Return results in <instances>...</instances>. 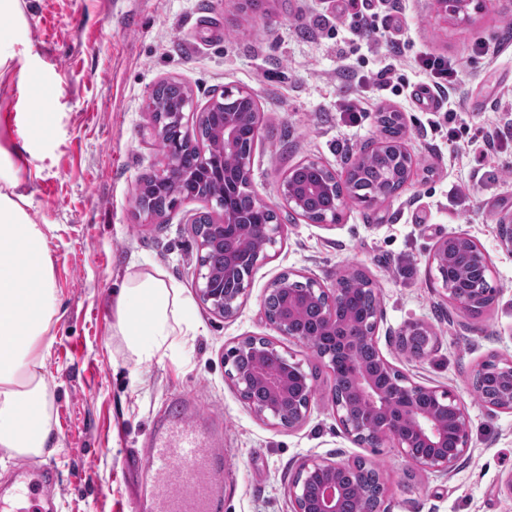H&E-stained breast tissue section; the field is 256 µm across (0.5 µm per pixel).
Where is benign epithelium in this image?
<instances>
[{
  "mask_svg": "<svg viewBox=\"0 0 512 512\" xmlns=\"http://www.w3.org/2000/svg\"><path fill=\"white\" fill-rule=\"evenodd\" d=\"M436 2L445 13L450 11L465 16L471 4V0ZM154 101L153 97L148 99L147 107L152 111L156 137H162L168 129L176 134L177 142L193 149L197 158L195 175L206 176L216 172L226 175L239 187H253L252 148L242 149L238 145V136L245 127L254 137L260 135V107L250 88H227L201 112L194 111L193 100L187 96L178 109L165 118L154 112ZM203 130L224 142L226 148L237 152L238 163L234 170L224 172L223 157L211 151L206 142H195ZM376 151L385 159L392 158L389 175L392 187L385 190L386 197L390 198L398 192L393 184H405L414 165L413 155L400 139L394 142L384 140L361 148L340 171L318 160L301 162L303 166L322 170L325 177L314 185L302 186L295 182L292 174L285 175L278 186V203L275 205L251 192L253 210L249 216L235 211L221 198L214 199L208 192V182H199L187 200L206 199L216 204L215 210L198 212L192 220L197 240L195 288L200 304L224 319L235 317L249 287V282L243 277L238 279L237 287H224V280L236 277L237 238L251 236L259 242V247L248 257L253 270L267 260L269 251L283 240L284 224L279 211L285 210L289 215L313 224L338 222L345 202V185L357 177L364 156ZM182 178L173 156L169 153L162 156L159 169L140 180L136 208L151 218L161 215L147 195V189L154 185H169ZM310 193L336 197V208L319 214L307 212L304 197ZM213 248L223 250L228 257L220 271L210 264L209 253ZM461 261L470 269L466 288H459L448 280V272ZM429 265L439 273L448 299L464 312L483 311L494 303L497 289L490 284V257L468 234L453 233L439 240L430 255ZM357 278L367 288L375 289L373 281L359 268L340 272L331 288L311 279L310 287L302 294L294 293L288 285V276L283 275L268 289V293L281 297V306L272 310L264 303L261 314L279 335L305 343L307 339L298 325L300 314L311 304L317 306L315 325L322 331L323 339L316 354L332 374L331 403L344 432L360 447L379 448L390 444L401 449L404 456L419 468L449 472L467 454L471 445L468 414L453 392L412 381L396 370L379 351L370 365L353 361L343 371L337 370L338 354L351 355L363 344L378 348L376 332L382 320L381 307L368 312L363 324L353 332L343 330L339 319L352 292L349 285ZM396 336L403 349L408 347L413 336L425 337V352L434 345L432 330L422 322L406 323ZM227 360L232 362L234 369V385L257 416L290 428L306 422L316 390L313 376L305 370L302 362L280 351L273 341L254 336L238 341ZM495 361L500 364V383L496 393L483 398L482 403L493 410L511 412L512 358L497 357ZM420 447L430 449L429 454L417 455L415 449ZM363 464V460H303L288 487L293 512H344L346 492L338 477L342 472ZM385 489V478L381 474L374 487L357 495L360 503L370 500L375 507L366 509L361 506L354 512H384Z\"/></svg>",
  "mask_w": 512,
  "mask_h": 512,
  "instance_id": "1",
  "label": "benign epithelium"
}]
</instances>
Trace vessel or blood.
Here are the masks:
<instances>
[{"mask_svg":"<svg viewBox=\"0 0 512 512\" xmlns=\"http://www.w3.org/2000/svg\"><path fill=\"white\" fill-rule=\"evenodd\" d=\"M223 434L200 426L195 407L184 417L158 423L149 448L129 457L131 471L143 475L139 499L152 512H217L223 484ZM47 467L32 468L15 500H0V512H47L40 494L52 482Z\"/></svg>","mask_w":512,"mask_h":512,"instance_id":"vessel-or-blood-1","label":"vessel or blood"}]
</instances>
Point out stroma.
<instances>
[{"label": "stroma", "mask_w": 512, "mask_h": 512, "mask_svg": "<svg viewBox=\"0 0 512 512\" xmlns=\"http://www.w3.org/2000/svg\"><path fill=\"white\" fill-rule=\"evenodd\" d=\"M28 47L15 62L21 82L0 88V142L19 140L21 115L48 99L53 114L41 155L22 172L35 223L49 226L59 307L44 368L53 401V452L0 458V486L20 468L53 467L59 512H131L128 449L143 447L155 418L193 401L224 427V497L219 512H292L288 483L303 458H363L385 476L386 512H512V412L492 411L472 387L491 356L512 357V252L497 225L512 214V140L480 156L481 131L512 123V0H481L468 18L436 0L378 9L377 34L355 32L343 0H24ZM399 39V52L389 42ZM424 55L445 56L457 76L437 108L423 103ZM395 66L391 87L375 86ZM164 80L180 83L203 110L224 88L247 86L261 109L253 187L267 202L304 160L342 169L351 153L381 139L377 114L404 116L416 165L397 196L366 208L346 201L333 225L287 220L285 236L251 276L237 316L194 303L196 241L191 220L203 201H180L155 220L139 215L142 177L160 164L146 104ZM370 104L357 123L347 106ZM454 115L460 140L442 125ZM464 232L493 262L495 302L480 316L448 301L429 254L442 236ZM160 267L192 299L200 332L161 360L139 365L116 336L114 293L128 274ZM346 267L374 282L383 309L377 342L414 381L451 390L470 419L471 448L456 469L412 466L398 449L362 448L336 421L332 375L312 347L277 335L260 316L281 276L332 286ZM419 321L436 345L416 358L393 331ZM246 336L273 340L315 375L307 422L288 428L257 417L225 372L224 355Z\"/></svg>", "instance_id": "stroma-1"}]
</instances>
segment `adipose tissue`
<instances>
[{"instance_id":"obj_1","label":"adipose tissue","mask_w":512,"mask_h":512,"mask_svg":"<svg viewBox=\"0 0 512 512\" xmlns=\"http://www.w3.org/2000/svg\"><path fill=\"white\" fill-rule=\"evenodd\" d=\"M27 26L23 0H0V84L14 77ZM50 125L37 113L22 144H0V448L37 457L52 440V400L42 373L58 313L46 234L28 210L21 172ZM189 303L160 268L128 275L115 299L117 335L137 364L160 360L176 338L196 335Z\"/></svg>"}]
</instances>
